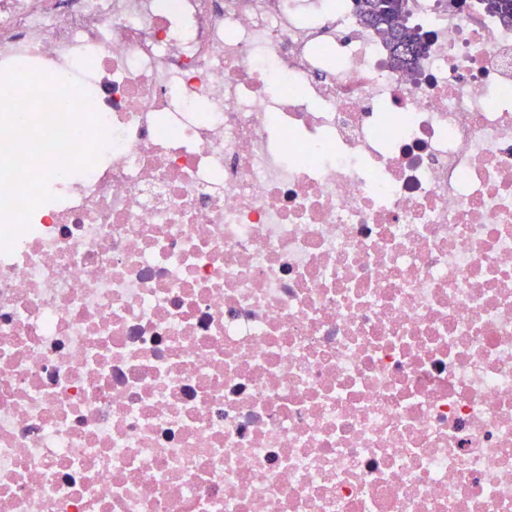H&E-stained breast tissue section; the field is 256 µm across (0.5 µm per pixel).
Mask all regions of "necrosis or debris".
Returning a JSON list of instances; mask_svg holds the SVG:
<instances>
[{
	"mask_svg": "<svg viewBox=\"0 0 512 512\" xmlns=\"http://www.w3.org/2000/svg\"><path fill=\"white\" fill-rule=\"evenodd\" d=\"M408 22L0 0L111 134L0 253V512H512V26ZM353 2L360 23L383 36L396 64L404 66L416 60L424 43V35L419 27L409 26L405 22L409 14V0H353ZM398 41L408 46L407 51L399 50Z\"/></svg>",
	"mask_w": 512,
	"mask_h": 512,
	"instance_id": "necrosis-or-debris-1",
	"label": "necrosis or debris"
}]
</instances>
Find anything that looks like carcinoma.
Listing matches in <instances>:
<instances>
[{
	"mask_svg": "<svg viewBox=\"0 0 512 512\" xmlns=\"http://www.w3.org/2000/svg\"><path fill=\"white\" fill-rule=\"evenodd\" d=\"M359 21L383 36L393 60L400 66L416 60L424 43L420 28L406 24L409 0H353ZM486 10L494 12L512 26V0H481Z\"/></svg>",
	"mask_w": 512,
	"mask_h": 512,
	"instance_id": "carcinoma-1",
	"label": "carcinoma"
}]
</instances>
